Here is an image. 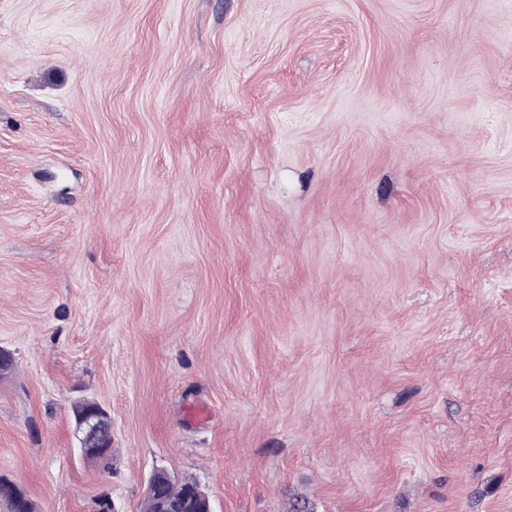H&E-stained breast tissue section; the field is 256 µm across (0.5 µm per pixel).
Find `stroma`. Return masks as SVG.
Returning a JSON list of instances; mask_svg holds the SVG:
<instances>
[{
	"instance_id": "35a3bbf8",
	"label": "stroma",
	"mask_w": 512,
	"mask_h": 512,
	"mask_svg": "<svg viewBox=\"0 0 512 512\" xmlns=\"http://www.w3.org/2000/svg\"><path fill=\"white\" fill-rule=\"evenodd\" d=\"M0 350L35 512H512V0H0ZM75 437L80 454L87 460L102 462L112 448V421L98 404L82 406L75 416Z\"/></svg>"
}]
</instances>
